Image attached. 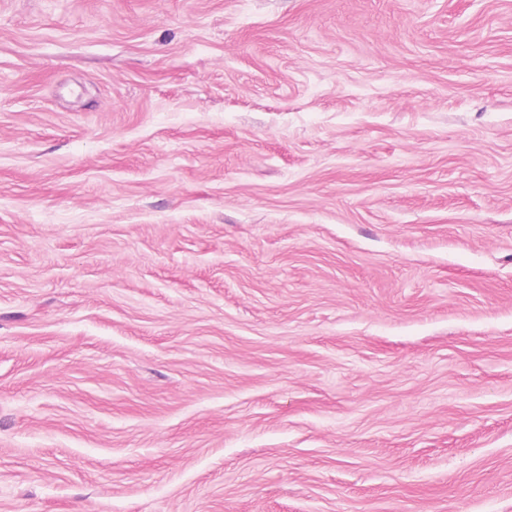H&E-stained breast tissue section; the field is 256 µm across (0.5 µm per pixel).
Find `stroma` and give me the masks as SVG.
Here are the masks:
<instances>
[{
    "label": "stroma",
    "mask_w": 512,
    "mask_h": 512,
    "mask_svg": "<svg viewBox=\"0 0 512 512\" xmlns=\"http://www.w3.org/2000/svg\"><path fill=\"white\" fill-rule=\"evenodd\" d=\"M0 512H512V0H0Z\"/></svg>",
    "instance_id": "stroma-1"
}]
</instances>
